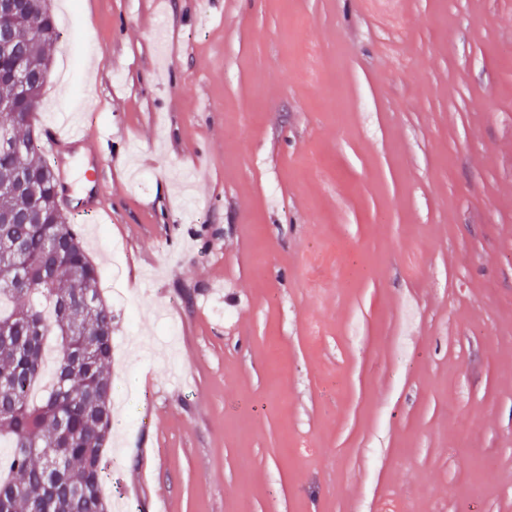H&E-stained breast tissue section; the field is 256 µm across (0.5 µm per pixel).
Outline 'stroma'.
<instances>
[{"label":"stroma","instance_id":"obj_1","mask_svg":"<svg viewBox=\"0 0 512 512\" xmlns=\"http://www.w3.org/2000/svg\"><path fill=\"white\" fill-rule=\"evenodd\" d=\"M103 144L125 512H512V0H53Z\"/></svg>","mask_w":512,"mask_h":512}]
</instances>
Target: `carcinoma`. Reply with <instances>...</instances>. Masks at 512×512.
<instances>
[{
	"mask_svg": "<svg viewBox=\"0 0 512 512\" xmlns=\"http://www.w3.org/2000/svg\"><path fill=\"white\" fill-rule=\"evenodd\" d=\"M37 33L19 43L25 64L50 62L61 30L50 0L32 4ZM43 86L22 91L0 81V101L25 93L37 110ZM20 150L0 156V212L35 206L38 224H9L0 233V512H109L102 493L104 450L112 433V307L102 299L99 269L80 239L76 221L59 202L54 166L32 143L20 112H0V134ZM23 172L34 179V199L6 184ZM21 271L24 281L13 280ZM54 337L57 361L41 399L45 342ZM62 459L54 483L47 466Z\"/></svg>",
	"mask_w": 512,
	"mask_h": 512,
	"instance_id": "cac0c4a2",
	"label": "carcinoma"
}]
</instances>
